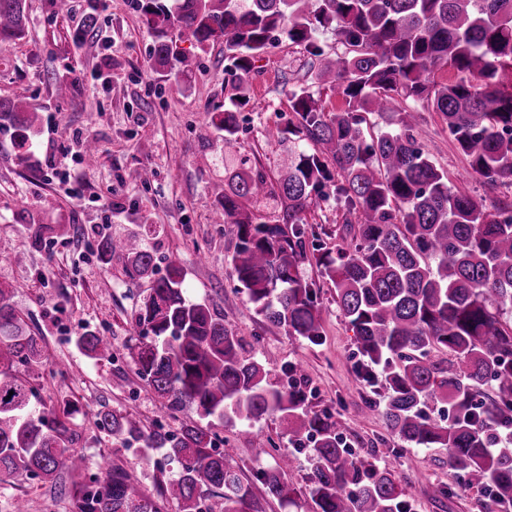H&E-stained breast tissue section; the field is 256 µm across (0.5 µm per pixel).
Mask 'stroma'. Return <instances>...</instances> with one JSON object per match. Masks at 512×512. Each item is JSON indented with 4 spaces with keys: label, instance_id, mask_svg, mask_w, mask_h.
I'll use <instances>...</instances> for the list:
<instances>
[{
    "label": "stroma",
    "instance_id": "35a3bbf8",
    "mask_svg": "<svg viewBox=\"0 0 512 512\" xmlns=\"http://www.w3.org/2000/svg\"><path fill=\"white\" fill-rule=\"evenodd\" d=\"M31 21L25 36L0 43V99L36 108L43 123L20 134L0 127V286L12 289L17 307L32 332L41 338L47 365L33 376L40 405L62 408L73 402V421L84 432L79 452L89 471L101 456L121 467L147 490L157 472L149 462L155 450L123 448L99 430L101 407L131 413L146 427L163 422L176 429L184 415H165L158 399L136 375L125 348L129 321L151 280L133 281L120 264L106 265L95 256L97 230L110 224L111 234L139 233L165 275L167 257L183 268L190 297L208 301L253 350L274 381L284 382L289 366H302L310 406L328 410L343 441L362 456L395 450L390 460L412 512H492L484 493L464 488L448 465L444 448H411L391 434L381 414L364 417L370 389L356 374L360 358L355 336L336 305V289L319 269L303 264L306 280L320 291L323 338L313 344L252 310L231 278L236 238L230 225L215 221L218 205L212 188L241 160L277 177L287 143L272 142L266 131L293 121L289 95L306 83L312 58L290 41L256 58L248 76L250 102L241 116L239 149L226 153L219 132L202 137L214 113L224 109V44L206 47L178 42L179 51L199 57L201 65L181 77L179 90L150 68L154 38L132 0H108L97 25L82 43L72 35L84 23L86 0H71L69 15L58 16L52 0H28ZM110 83H103V76ZM64 76L70 93L58 98L53 77ZM414 127L418 142L436 166L458 183L486 212L512 198V184H486L456 148L439 113L419 108ZM56 123L48 135L46 120ZM84 133L99 147L95 166L71 162L80 196L66 194L50 169L52 159L71 149L73 133ZM151 169L141 183L130 173ZM350 215L335 200L320 202L306 215L307 233L330 247ZM77 233H70V226ZM23 262H14V255ZM97 330L112 338L111 356L91 359L78 348L84 332ZM214 432L243 478L274 464L280 453L296 456L288 478L304 487L309 464L304 451L283 435L278 419L255 424L252 436L238 435L219 423ZM27 512H71L66 498L38 481L0 477V512H13L17 500Z\"/></svg>",
    "mask_w": 512,
    "mask_h": 512
}]
</instances>
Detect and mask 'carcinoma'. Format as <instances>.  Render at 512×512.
<instances>
[{
	"label": "carcinoma",
	"mask_w": 512,
	"mask_h": 512,
	"mask_svg": "<svg viewBox=\"0 0 512 512\" xmlns=\"http://www.w3.org/2000/svg\"><path fill=\"white\" fill-rule=\"evenodd\" d=\"M133 0L154 36L152 66L165 77L199 65L174 49L175 39L205 47L224 41V112L213 127L224 149L238 144L240 109L255 57L286 38L315 60V78L343 107L327 115L303 88L290 94L297 124L269 131L279 142L300 134L276 182L242 163L216 188L223 223L237 239L231 257L236 290L253 311L310 343L322 338L319 289L300 274L313 262L336 288V304L351 326L358 371L375 397L366 410L383 413L388 429L412 448L448 449V465L468 488L491 490L512 505V202L494 215L448 183L412 133L410 112L397 129L369 137L366 115L393 111L394 96L422 101L441 114L448 136L470 167L495 186L512 179V91L499 76L512 70V0ZM27 0H0V41L21 38ZM329 31L344 51L316 42ZM456 78L433 79L442 68ZM29 130L38 113L0 102V122ZM280 201L282 215L264 222L263 200ZM333 198L360 222L336 248H308L304 214ZM104 264L121 262L132 281L155 274V257L136 233L96 244ZM177 260L135 312L137 375L168 414L193 410L203 418L239 423V433L277 416L310 472L305 490L288 481L294 456L256 472L285 512L297 498L311 512H408L393 469L343 448L336 421L313 410L298 381L271 380L210 303L192 299ZM90 357L112 356L111 340L88 331L78 338ZM45 366L33 335L0 287V475L58 483L72 512H259L252 484L219 448L211 428L192 420L179 430L144 427L131 414L101 410L96 426L124 448L161 451L157 471L176 467L154 494L104 461L89 472L76 445L82 432L73 408L39 409L31 373Z\"/></svg>",
	"instance_id": "obj_1"
}]
</instances>
